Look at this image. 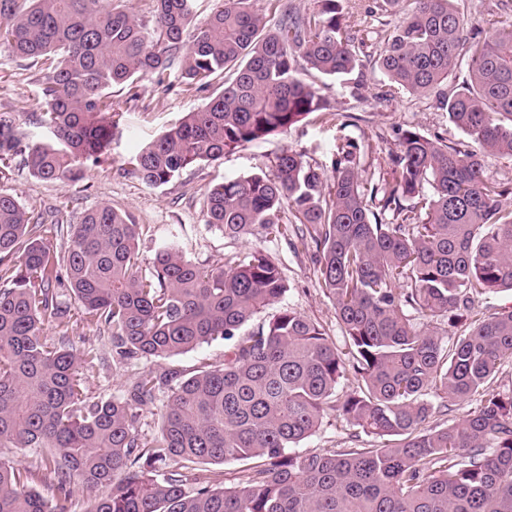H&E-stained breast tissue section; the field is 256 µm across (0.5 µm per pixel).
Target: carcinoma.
I'll return each instance as SVG.
<instances>
[{
    "mask_svg": "<svg viewBox=\"0 0 512 512\" xmlns=\"http://www.w3.org/2000/svg\"><path fill=\"white\" fill-rule=\"evenodd\" d=\"M0 0V46L47 71L46 109L32 115L56 142L21 145L0 113V164L15 158L43 181L81 177L108 159L122 113L112 88L162 83L174 61L207 102L145 146L123 169L149 186L202 162L330 113L299 79L359 69L343 0L301 14L284 4L270 28L251 0H220L201 24L198 0ZM411 8L377 62L394 88L434 94L472 144L398 131L389 176L366 179L356 148L336 147L332 180L285 150L271 173L226 180L204 195L205 224L239 240L307 233L345 350L322 326L282 307L289 291L260 250L205 267L176 238L145 261L136 224L109 204L77 224L46 222L0 191V448L41 449L52 499L28 488L34 467L0 458V512H71L72 487H104L86 512H512V391L493 388L512 366V310L479 317L481 297L512 292V185L486 177L484 155L512 158V25L484 36L457 0ZM467 77L448 93L458 69ZM65 247L57 249V242ZM80 319L107 335L119 363L163 360L217 338L224 363L188 377L139 376L93 400L84 372L102 360L68 336ZM467 332L443 341L416 316ZM57 329V339L47 329ZM355 389L336 397L348 372ZM166 390L161 406L157 395ZM441 402L436 404L434 399ZM477 406L459 423L426 422L450 402ZM157 410L158 433L137 429ZM372 436V448L299 453L323 417ZM245 464L222 487L202 464Z\"/></svg>",
    "mask_w": 512,
    "mask_h": 512,
    "instance_id": "1",
    "label": "carcinoma"
}]
</instances>
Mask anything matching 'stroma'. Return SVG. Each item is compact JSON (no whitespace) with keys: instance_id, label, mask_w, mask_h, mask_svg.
I'll return each mask as SVG.
<instances>
[{"instance_id":"1","label":"stroma","mask_w":512,"mask_h":512,"mask_svg":"<svg viewBox=\"0 0 512 512\" xmlns=\"http://www.w3.org/2000/svg\"><path fill=\"white\" fill-rule=\"evenodd\" d=\"M344 12L365 41L358 49L364 62L362 82L339 85L313 70L299 74L329 101L335 119L310 114L287 134L247 144L226 153L221 162L191 167L165 185L148 186L122 175V168L141 147L206 101L205 93L188 87L174 68L164 83L149 77L140 80V98L135 102L128 101L125 88L113 87L112 100L119 104L123 118L112 136L109 162L88 166L82 178L61 184L38 180L15 161L8 177L0 179V189L14 194L26 208L66 224L77 223L86 210L99 204H111L130 214L135 223L178 233L187 244L188 256L203 265L220 262L234 252L268 253L279 261L290 286L284 305L322 324L334 342H342L335 310L318 280L311 239L292 235L273 239L257 231L234 241L203 224L200 210L208 188L260 170L271 171L276 156L287 149L301 152L308 163L327 171L337 144L349 142L356 146L363 169L380 175L388 170V153L397 129L412 128L450 144L464 141V133L449 121L434 98L390 91L388 81L376 68L374 61L385 36L399 21V13L380 10L376 0H344ZM44 75L41 66L18 60L0 48V113H12L26 145L51 138L50 131L31 118L44 107ZM69 334L74 340L98 344L101 350V362L86 374L89 396L107 400L124 393L130 374L113 362L110 344L98 340L95 329L76 318L70 321ZM225 350L219 338L162 360L160 366L188 376L201 367L223 363Z\"/></svg>"}]
</instances>
